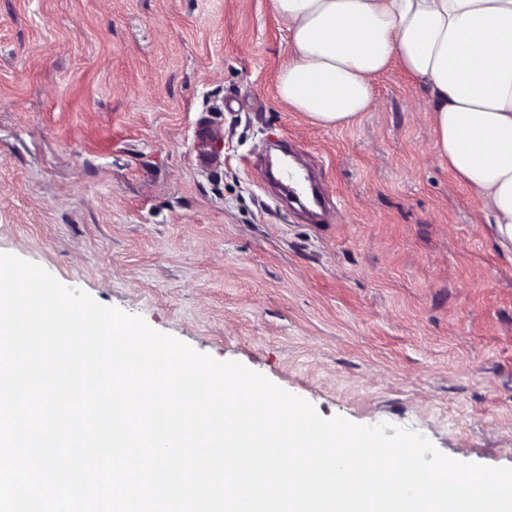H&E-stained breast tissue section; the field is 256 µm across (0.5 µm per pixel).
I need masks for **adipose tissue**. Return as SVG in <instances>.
Wrapping results in <instances>:
<instances>
[{
    "instance_id": "adipose-tissue-1",
    "label": "adipose tissue",
    "mask_w": 512,
    "mask_h": 512,
    "mask_svg": "<svg viewBox=\"0 0 512 512\" xmlns=\"http://www.w3.org/2000/svg\"><path fill=\"white\" fill-rule=\"evenodd\" d=\"M290 54L279 98L327 127L367 111L399 68L425 91L434 147L474 221L512 257V0H272Z\"/></svg>"
}]
</instances>
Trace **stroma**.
Wrapping results in <instances>:
<instances>
[{"mask_svg":"<svg viewBox=\"0 0 512 512\" xmlns=\"http://www.w3.org/2000/svg\"><path fill=\"white\" fill-rule=\"evenodd\" d=\"M271 0H0V253L325 418L512 466V260L399 69L351 125L277 97ZM287 143L326 206L267 171Z\"/></svg>","mask_w":512,"mask_h":512,"instance_id":"obj_1","label":"stroma"}]
</instances>
